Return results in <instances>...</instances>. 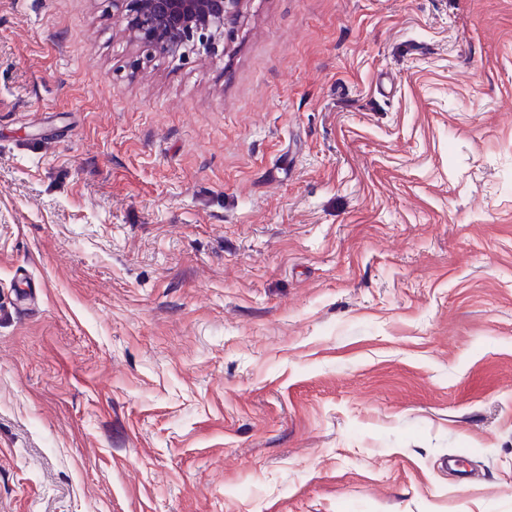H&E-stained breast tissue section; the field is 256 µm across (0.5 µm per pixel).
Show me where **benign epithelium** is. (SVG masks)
<instances>
[{
  "label": "benign epithelium",
  "instance_id": "benign-epithelium-1",
  "mask_svg": "<svg viewBox=\"0 0 512 512\" xmlns=\"http://www.w3.org/2000/svg\"><path fill=\"white\" fill-rule=\"evenodd\" d=\"M241 0H112L128 22L143 58L215 49L239 12Z\"/></svg>",
  "mask_w": 512,
  "mask_h": 512
}]
</instances>
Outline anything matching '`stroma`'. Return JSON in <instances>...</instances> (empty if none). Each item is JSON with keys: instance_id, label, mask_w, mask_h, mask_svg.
Listing matches in <instances>:
<instances>
[{"instance_id": "35a3bbf8", "label": "stroma", "mask_w": 512, "mask_h": 512, "mask_svg": "<svg viewBox=\"0 0 512 512\" xmlns=\"http://www.w3.org/2000/svg\"><path fill=\"white\" fill-rule=\"evenodd\" d=\"M0 512H512V0H0ZM241 0H112L128 22L143 59L155 54L215 49Z\"/></svg>"}]
</instances>
